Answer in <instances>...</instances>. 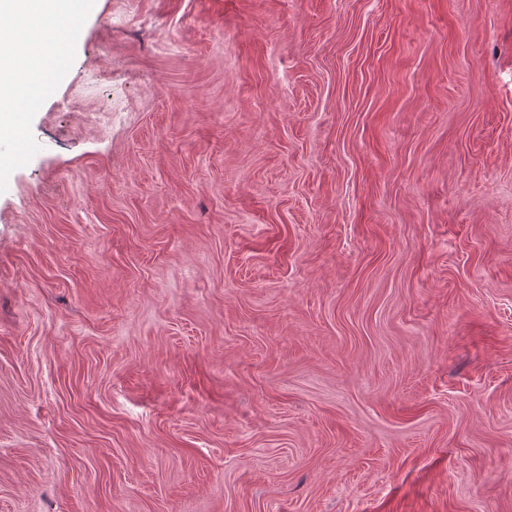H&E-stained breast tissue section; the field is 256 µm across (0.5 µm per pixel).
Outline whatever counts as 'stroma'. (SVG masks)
<instances>
[{
  "instance_id": "stroma-1",
  "label": "stroma",
  "mask_w": 512,
  "mask_h": 512,
  "mask_svg": "<svg viewBox=\"0 0 512 512\" xmlns=\"http://www.w3.org/2000/svg\"><path fill=\"white\" fill-rule=\"evenodd\" d=\"M0 193V512H512V0H95Z\"/></svg>"
}]
</instances>
